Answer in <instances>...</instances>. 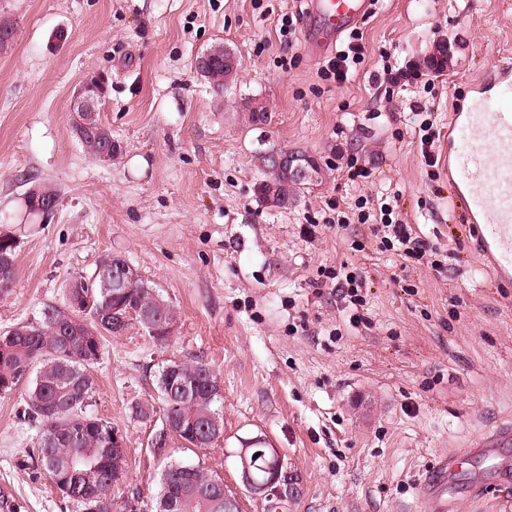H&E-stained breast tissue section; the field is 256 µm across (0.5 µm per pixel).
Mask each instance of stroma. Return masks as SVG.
Returning <instances> with one entry per match:
<instances>
[{
    "label": "stroma",
    "instance_id": "1",
    "mask_svg": "<svg viewBox=\"0 0 512 512\" xmlns=\"http://www.w3.org/2000/svg\"><path fill=\"white\" fill-rule=\"evenodd\" d=\"M306 4L0 0L15 28L0 51V234L18 242L0 331L61 304L69 280L107 254L126 258L178 312L168 345L133 324L108 337L94 368L89 410L122 432L128 452L114 512L134 494L137 512H152L172 462L223 478L241 512H268L234 457L254 436L281 450L297 482L277 512H424L420 488L436 458L512 419V285L491 284L448 197L450 109L468 80L512 64V0H378L358 27L364 61L341 87L322 80L324 60L303 31L279 33ZM440 42L452 61L436 71L428 61ZM219 45L241 59L221 90L195 68ZM386 62L418 75L392 88L377 77ZM92 72L108 78L99 118L120 148L108 164L72 134L70 101ZM251 98L268 105L263 128L245 120ZM426 123L437 134L433 168L421 155ZM269 147L322 170L285 208L254 194L255 154ZM352 156L371 172L353 185ZM35 185L53 189L58 206L31 223L23 197ZM360 197L389 204L437 244L443 271L379 251L370 225L323 224L327 202ZM343 265L362 272L363 307L322 281V269ZM172 360L214 370L224 435L159 456L157 379ZM23 396L0 398V512H79L43 470L17 465L37 440ZM138 403L152 405L150 419L132 414ZM490 466L470 460L449 512H512V492L472 491L473 474Z\"/></svg>",
    "mask_w": 512,
    "mask_h": 512
}]
</instances>
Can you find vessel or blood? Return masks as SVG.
<instances>
[{
    "instance_id": "b4317fda",
    "label": "vessel or blood",
    "mask_w": 512,
    "mask_h": 512,
    "mask_svg": "<svg viewBox=\"0 0 512 512\" xmlns=\"http://www.w3.org/2000/svg\"><path fill=\"white\" fill-rule=\"evenodd\" d=\"M374 0H308L306 44L321 54L366 21ZM488 139L490 150L474 145ZM448 186L460 207L465 233L477 240L483 268L497 283L512 282V69L473 80L448 127ZM512 446V422L499 423L470 448L439 458L421 495L431 512H446L440 492L466 460Z\"/></svg>"
}]
</instances>
